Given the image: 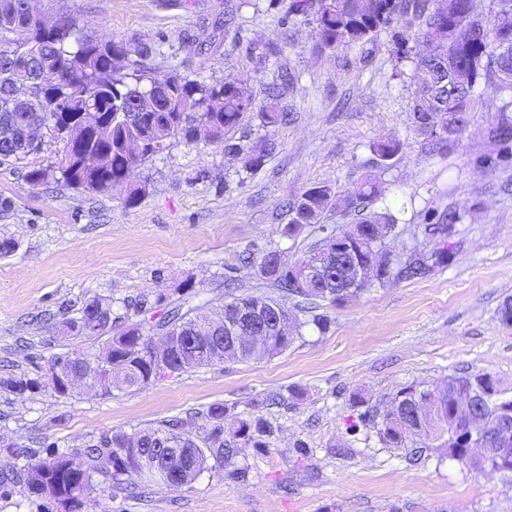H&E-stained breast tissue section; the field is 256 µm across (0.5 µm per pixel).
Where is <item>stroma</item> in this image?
I'll return each instance as SVG.
<instances>
[{"label": "stroma", "instance_id": "35a3bbf8", "mask_svg": "<svg viewBox=\"0 0 512 512\" xmlns=\"http://www.w3.org/2000/svg\"><path fill=\"white\" fill-rule=\"evenodd\" d=\"M292 2L36 0L44 15L71 12L99 39L150 46L159 78L177 71L214 82L231 73L258 95L284 82L291 121L253 172L223 146L172 141L139 165L145 191L133 205L123 190L34 187L25 168L0 165V380L45 371L56 354L98 352L104 337L63 330L95 297L113 315L153 324L184 302L222 303L233 287L269 294L252 260L269 250L289 264L303 257L307 233H283L286 204L313 186L343 193L378 178L373 210L399 219L387 243L393 262L444 246L447 264L325 305V330L305 328L272 357L166 374L109 396L0 388V470L219 403L225 426L271 422L265 447L239 443L234 468L178 488L155 485L145 499L86 494L77 512H512L502 475L468 471L433 439L415 456L390 447L363 417L403 387L431 388L462 371L490 373L512 390V325L499 317L512 298V154L492 135L501 96L480 86L459 141L432 151L413 130L412 64L392 55L393 33L412 30L399 23L325 51L312 17L292 13ZM189 34L205 52H181ZM382 136L401 143L385 172L370 149ZM450 211L460 215L453 235L431 236L428 225Z\"/></svg>", "mask_w": 512, "mask_h": 512}]
</instances>
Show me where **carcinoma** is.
Wrapping results in <instances>:
<instances>
[{
    "instance_id": "cac0c4a2",
    "label": "carcinoma",
    "mask_w": 512,
    "mask_h": 512,
    "mask_svg": "<svg viewBox=\"0 0 512 512\" xmlns=\"http://www.w3.org/2000/svg\"><path fill=\"white\" fill-rule=\"evenodd\" d=\"M29 2L0 0V165L26 168L31 185L52 180L93 192L124 186L127 201L133 204L144 192L134 181L140 163L164 152L174 139L196 141L198 123L209 142L224 146L229 154L245 155L251 171L262 167L276 150L271 132L288 121L280 106L279 85L266 87L258 102L247 82L232 74L207 83L174 72L161 80L164 89L158 93L161 81L151 76L146 64L151 48L143 46L133 56L124 42L92 36L88 25H80L68 12L59 14L54 25H46L28 9ZM291 9L314 17L321 46L332 51L367 42L403 19L416 26L415 42L426 44L429 51L416 57L412 74L414 127L434 151L444 150L466 130L470 113L479 105L475 89L480 83L500 92L512 90V0H497L491 15L478 12L475 0H294ZM498 45L509 53L497 52ZM251 113L257 114L268 134L252 140L233 138ZM68 126L79 131L72 160L28 168L29 157L61 142ZM492 134L505 145L512 143L511 100L499 107ZM371 151L385 172L400 143L381 138L372 143ZM377 192L371 181L347 191L344 205L352 222L341 227L323 223L325 213L337 203L328 185L307 189L289 206L291 220L283 233L294 237L309 226L318 239L293 265L276 267L273 250L260 256L257 273L277 295H236L208 309L185 311L178 305L152 326V336L141 323L117 326L111 305L93 299L79 318L67 321V329L77 336L110 334L102 352L57 354L51 367L64 374H88L100 394L110 396L114 390L142 389L166 372L278 354L311 323L326 329L327 319L317 313L324 303H342L395 279L429 272L423 259L396 266L387 258L386 240L396 224L391 214L369 210ZM311 259L325 270L319 286L301 278V268ZM247 305L291 307L295 314L288 315L285 329L263 336L259 354L244 344L227 342L215 350L192 341L203 323L221 324L236 308ZM0 384L10 392L50 388L64 394L39 375L23 373ZM501 394L489 373H455L434 389H400L374 425L394 448H414L434 432L446 434L441 447L449 458L471 470L512 479V441L498 442L501 426H512V398L503 399ZM203 419L209 433L201 443L192 435L191 420L164 421L132 434L107 432L71 454L26 456L25 463L12 467L11 482L73 512L80 498L101 483L110 491H143L165 482L171 467L159 457L162 448L189 454L193 465L182 479L190 484L206 470L233 464L239 441L259 448L262 438L271 434L261 417L224 430V405L219 403L211 405ZM476 430L493 451L468 459L467 438Z\"/></svg>"
}]
</instances>
